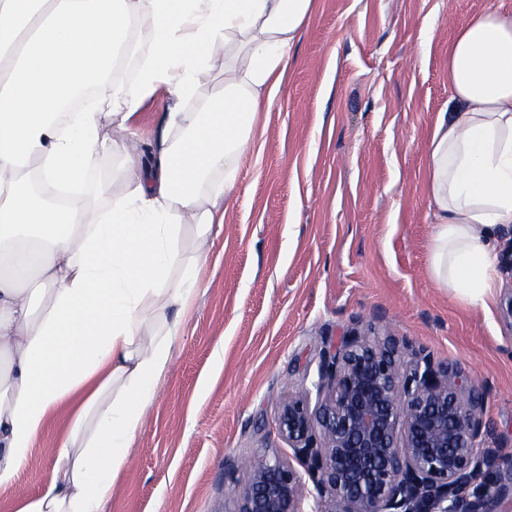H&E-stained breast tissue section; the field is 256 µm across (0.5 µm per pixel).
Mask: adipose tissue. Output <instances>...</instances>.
I'll list each match as a JSON object with an SVG mask.
<instances>
[{"mask_svg":"<svg viewBox=\"0 0 512 512\" xmlns=\"http://www.w3.org/2000/svg\"><path fill=\"white\" fill-rule=\"evenodd\" d=\"M315 0H0V486L56 408L75 404L62 465L20 512H104L170 360L168 312L200 283L224 222L232 165ZM151 33L135 85L114 74ZM224 65V93L195 111V76ZM93 105L62 108L86 87ZM175 99L150 154L124 137L159 88ZM115 131L107 138L105 128ZM123 157L105 216L38 188L82 182L101 151ZM434 281L476 309L499 288L497 234L512 224V9L473 14L448 45V109L426 147ZM193 228L197 251L185 253ZM155 339L143 346L146 328Z\"/></svg>","mask_w":512,"mask_h":512,"instance_id":"obj_1","label":"adipose tissue"}]
</instances>
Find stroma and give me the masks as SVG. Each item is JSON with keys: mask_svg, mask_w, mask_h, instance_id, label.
Returning a JSON list of instances; mask_svg holds the SVG:
<instances>
[{"mask_svg": "<svg viewBox=\"0 0 512 512\" xmlns=\"http://www.w3.org/2000/svg\"><path fill=\"white\" fill-rule=\"evenodd\" d=\"M512 0H316L237 158L202 282L171 338L106 512H235L233 470L283 447L277 412L342 329L372 325L485 385V445L512 456V224L498 233L490 310L433 280L427 142L448 108V44ZM173 99L146 98L126 137L146 148ZM72 418L58 408L0 512L53 481Z\"/></svg>", "mask_w": 512, "mask_h": 512, "instance_id": "1", "label": "stroma"}]
</instances>
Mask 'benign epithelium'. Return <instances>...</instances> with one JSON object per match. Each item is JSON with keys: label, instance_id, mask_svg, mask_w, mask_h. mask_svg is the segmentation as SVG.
<instances>
[{"label": "benign epithelium", "instance_id": "obj_1", "mask_svg": "<svg viewBox=\"0 0 512 512\" xmlns=\"http://www.w3.org/2000/svg\"><path fill=\"white\" fill-rule=\"evenodd\" d=\"M485 389L370 326L343 331L277 416L291 454L255 459L236 512H489L512 472L483 448Z\"/></svg>", "mask_w": 512, "mask_h": 512}]
</instances>
